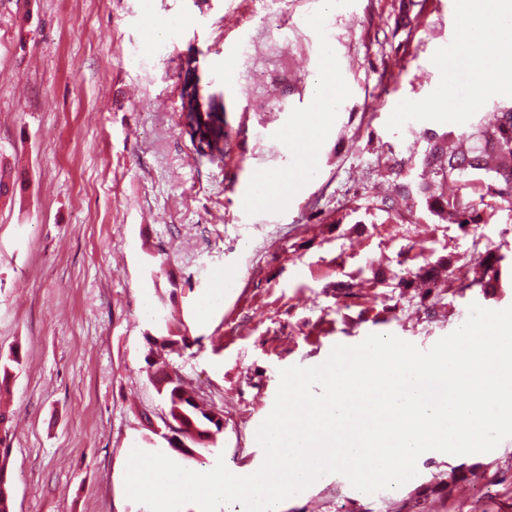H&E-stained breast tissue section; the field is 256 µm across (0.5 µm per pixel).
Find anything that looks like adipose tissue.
Instances as JSON below:
<instances>
[{"label":"adipose tissue","mask_w":512,"mask_h":512,"mask_svg":"<svg viewBox=\"0 0 512 512\" xmlns=\"http://www.w3.org/2000/svg\"><path fill=\"white\" fill-rule=\"evenodd\" d=\"M509 15L512 0H480L459 31L455 51L436 60L449 75L459 67L469 68L473 99L512 98V34L501 30Z\"/></svg>","instance_id":"ef3b65f1"}]
</instances>
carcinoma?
Listing matches in <instances>:
<instances>
[{
  "label": "carcinoma",
  "instance_id": "cac0c4a2",
  "mask_svg": "<svg viewBox=\"0 0 512 512\" xmlns=\"http://www.w3.org/2000/svg\"><path fill=\"white\" fill-rule=\"evenodd\" d=\"M424 139L426 149L420 160L419 180H407L412 161H396L386 168L385 175L404 179L401 194L368 200L355 205L352 211L362 210L367 215L382 212L389 222H403L414 216L416 199L420 197L430 215L457 225L465 235L476 233L480 225L499 214L512 216V107L498 108L491 122L476 125L454 149L448 148L445 136L433 131L425 132ZM504 260L503 254L486 252L483 277L472 280L470 285L480 287L485 294L495 293L500 288ZM443 270V261L429 263L415 278H399L395 287L409 288L416 279L427 284L423 298L436 297L427 307V314L432 315L439 304L438 284ZM146 340L151 345L145 357L152 368L150 381L163 402L159 415L162 430L174 433V438L167 441L168 449L186 460H195L204 451L214 453L223 416L197 403L168 359V355H178L190 346L189 337L169 331ZM14 364H20L17 351L6 356L0 353V400L8 391ZM6 440L7 436L0 437V512H13L10 448Z\"/></svg>",
  "mask_w": 512,
  "mask_h": 512
}]
</instances>
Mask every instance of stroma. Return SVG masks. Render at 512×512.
I'll list each match as a JSON object with an SVG mask.
<instances>
[{
	"instance_id": "obj_1",
	"label": "stroma",
	"mask_w": 512,
	"mask_h": 512,
	"mask_svg": "<svg viewBox=\"0 0 512 512\" xmlns=\"http://www.w3.org/2000/svg\"><path fill=\"white\" fill-rule=\"evenodd\" d=\"M466 0H0V160L21 171L0 198V352L19 348L7 424L14 512H148L125 494L144 448L149 309L197 343L174 368L222 411L227 469L261 465L256 431L279 371L322 364L334 345L393 334L426 350L471 303L512 305V278L440 295L428 317L393 276L450 260L474 278L486 249L512 256V221L461 237L417 204L413 223L352 206L397 196L393 160L420 161L424 131L460 136L505 99L471 102L468 74L435 60ZM224 114L222 157L181 128V81ZM332 65L336 109L293 176L284 141L314 111ZM454 107L439 108L444 86ZM285 176L275 212L250 205L260 176ZM229 286L204 307L215 271ZM355 280L353 295L336 292ZM466 462V481L448 482ZM401 486L367 494L321 477L281 512H512V438L466 459L430 456Z\"/></svg>"
}]
</instances>
